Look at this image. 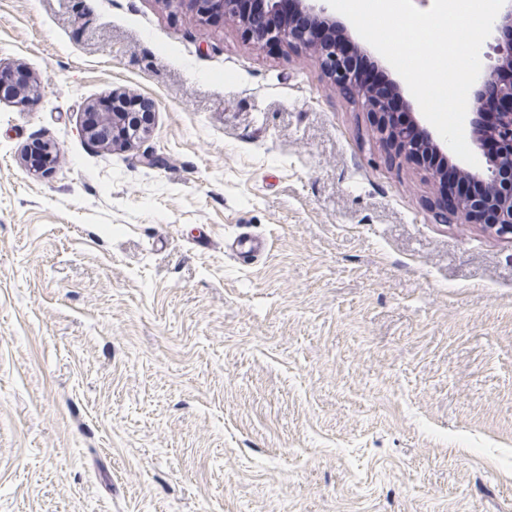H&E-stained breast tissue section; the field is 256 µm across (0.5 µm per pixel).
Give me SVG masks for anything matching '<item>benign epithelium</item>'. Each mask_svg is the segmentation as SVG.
Returning a JSON list of instances; mask_svg holds the SVG:
<instances>
[{
	"label": "benign epithelium",
	"mask_w": 512,
	"mask_h": 512,
	"mask_svg": "<svg viewBox=\"0 0 512 512\" xmlns=\"http://www.w3.org/2000/svg\"><path fill=\"white\" fill-rule=\"evenodd\" d=\"M178 2L202 17L220 14L236 19L243 34L263 46L314 50L329 79L364 101L373 118V133L380 142L394 155L422 167L435 183L441 185L443 198L439 206L444 218L458 223L483 224L495 235L512 241V77L498 79L501 70L512 68V0H505L493 23L499 34L494 47L496 62L473 84L471 93V142L482 157L483 166L476 170L463 169L461 173L483 181L487 190L480 196L457 199L448 198L447 186L441 184L440 171L430 163L433 157L451 162L449 146L437 140L415 118L408 129L396 127L375 92L360 88V78L354 72L352 59L336 43V32L343 33L347 28L336 20L326 0H254L255 11L250 16L240 14V0ZM287 3L307 18L306 25L287 28L280 24V12ZM488 99L498 102L502 109L498 125L490 130L483 128L478 112L482 102ZM121 100L122 94L112 93V109L96 122H83L82 135L88 141L101 146H122L149 134V123L142 120L141 113L125 111L120 105Z\"/></svg>",
	"instance_id": "1"
}]
</instances>
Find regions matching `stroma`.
Instances as JSON below:
<instances>
[{
	"mask_svg": "<svg viewBox=\"0 0 512 512\" xmlns=\"http://www.w3.org/2000/svg\"><path fill=\"white\" fill-rule=\"evenodd\" d=\"M0 64L42 94L0 102V512H512V241L313 50L0 0ZM114 91L153 113L124 149L81 134Z\"/></svg>",
	"mask_w": 512,
	"mask_h": 512,
	"instance_id": "35a3bbf8",
	"label": "stroma"
}]
</instances>
